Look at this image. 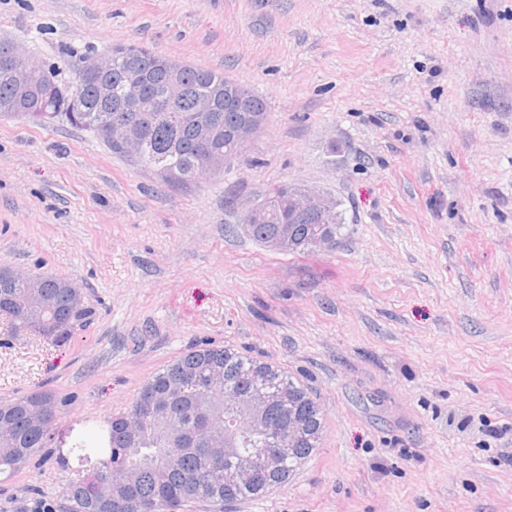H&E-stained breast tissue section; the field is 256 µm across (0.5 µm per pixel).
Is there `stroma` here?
Masks as SVG:
<instances>
[{
    "label": "stroma",
    "instance_id": "35a3bbf8",
    "mask_svg": "<svg viewBox=\"0 0 512 512\" xmlns=\"http://www.w3.org/2000/svg\"><path fill=\"white\" fill-rule=\"evenodd\" d=\"M0 38L63 83L136 43L268 102L248 164L179 186L65 120H0V266L91 312L60 346L0 318V402L57 411L0 512L60 507L112 414L205 344L287 369L326 428L286 486L183 512H512V0H0ZM287 181L341 201L335 249L245 233Z\"/></svg>",
    "mask_w": 512,
    "mask_h": 512
}]
</instances>
